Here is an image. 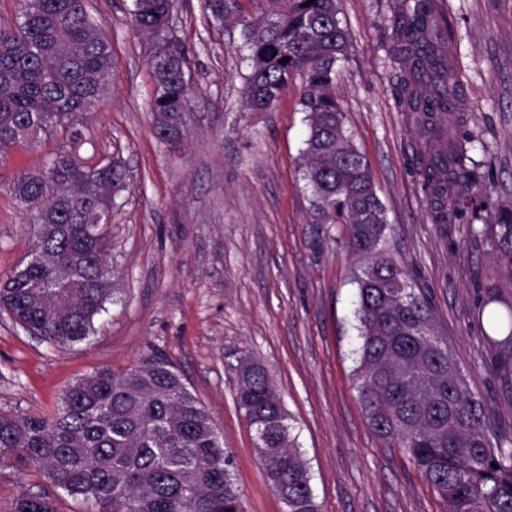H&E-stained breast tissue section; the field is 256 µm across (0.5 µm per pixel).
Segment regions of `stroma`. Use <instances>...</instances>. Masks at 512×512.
<instances>
[{
	"mask_svg": "<svg viewBox=\"0 0 512 512\" xmlns=\"http://www.w3.org/2000/svg\"><path fill=\"white\" fill-rule=\"evenodd\" d=\"M234 2L218 23L203 0H177L173 34L188 50L193 92L185 141L174 148L153 132L147 59L154 40L132 30V0H88L112 44V66L76 127H57L0 162V284L35 248L10 179L72 146L86 165L114 158L128 170L112 208V297L90 338L66 347L0 310V411L49 413L78 379L162 355L220 433L245 512H286L235 398L240 365L251 358L281 397L320 512H448L404 451L379 439L362 413L354 311L363 262L333 241L318 254L310 248L300 81L272 111L243 104L251 68L242 25L285 13L292 0ZM393 5L339 0L351 47L337 67L336 97L386 209L384 254L423 288L439 335L507 433L512 400L501 391L476 312L485 285L512 298V275L495 246L473 241L466 225L431 219L417 155L421 127L395 94ZM442 8L459 36L455 77L466 128L491 150L487 194L495 208L512 211V0H442ZM29 490L51 486L27 465L0 468V512Z\"/></svg>",
	"mask_w": 512,
	"mask_h": 512,
	"instance_id": "1",
	"label": "stroma"
}]
</instances>
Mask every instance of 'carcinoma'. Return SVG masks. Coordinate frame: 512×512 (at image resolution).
Masks as SVG:
<instances>
[{"label": "carcinoma", "mask_w": 512, "mask_h": 512, "mask_svg": "<svg viewBox=\"0 0 512 512\" xmlns=\"http://www.w3.org/2000/svg\"><path fill=\"white\" fill-rule=\"evenodd\" d=\"M87 0H23L15 28L0 27V154L31 148L43 134L90 111L112 65V44L88 14ZM174 0H132L133 30L157 38L149 57L155 91L153 130L172 145L183 139L181 116L191 93L186 48L170 52ZM217 22L230 0H204ZM394 41L398 104L418 115L426 136L420 175L432 221L466 220L474 239L497 244L512 264V212L483 221L471 208L484 193L485 175L471 156L475 138L445 126L461 102L453 81L457 31L439 0H395ZM337 0H293L292 8L262 23L243 24L251 72L244 105L272 110L295 78L309 132L302 153L312 196L315 252L338 238L367 255L357 278L361 344L358 400L370 429L388 446L404 450L441 494L448 512H512V435L497 433L494 417L473 392L434 329L431 304L410 286L406 271L376 247L388 221L364 156L345 128L336 99L338 64L348 54L349 33ZM289 61L283 63L281 59ZM127 172L113 159L91 167L74 151L56 152L43 167L23 171L8 191L30 217L36 249L53 259L20 270L0 287V308L55 345L86 341L112 296L100 283L109 242L89 224L112 208ZM337 231L333 236L331 231ZM74 267L80 287H63L60 269ZM39 283L33 288L31 284ZM488 295L478 317L497 358L504 384L512 383V303L507 316L491 310ZM68 300L65 317L51 313ZM239 407L255 432V448L287 512H319L308 468L281 398L257 363L242 369ZM22 462L75 501L99 512H244L230 459L215 425L175 366L151 355L121 373L102 369L64 391L52 412L17 417L0 413V467ZM13 512H56L49 495L20 494Z\"/></svg>", "instance_id": "carcinoma-1"}]
</instances>
